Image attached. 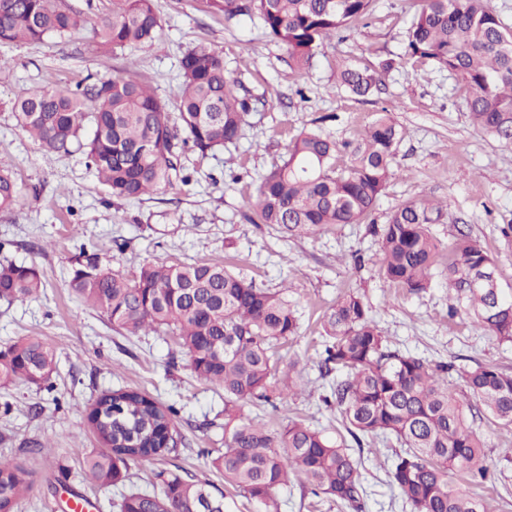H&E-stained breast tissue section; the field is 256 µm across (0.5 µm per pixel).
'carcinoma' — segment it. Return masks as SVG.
Wrapping results in <instances>:
<instances>
[{"instance_id":"obj_1","label":"carcinoma","mask_w":512,"mask_h":512,"mask_svg":"<svg viewBox=\"0 0 512 512\" xmlns=\"http://www.w3.org/2000/svg\"><path fill=\"white\" fill-rule=\"evenodd\" d=\"M230 22L256 13L265 32L287 51L292 66L306 70L322 42L369 16L372 0H203ZM91 28L97 45L115 51L152 45L162 34L151 0H112V15L94 20L66 0H0V43L71 38ZM403 60L430 64L454 75L474 126L494 142L512 146V29L493 0H420L405 36ZM174 103L128 74L61 87L47 82L10 101L16 126L47 155L84 152L87 166L112 197L140 200L176 177L189 184L182 157H201L236 143L253 107L237 93L223 52L205 45L184 52ZM377 72L342 65L341 83L365 97ZM399 130L388 112L364 130L339 164L336 141L311 122L288 144L282 163L263 174L251 202L254 224L291 236L327 232L344 224L369 223L377 237L381 276L418 294L434 272L448 286L456 307L500 342L512 343V295L491 288L496 264L484 247L461 232L443 246L431 226L448 203L426 198L397 207L384 224L370 217L395 176ZM19 204L12 172L0 167V211ZM45 282L34 265L0 262V300L37 298ZM68 287L99 311L112 327L131 334L175 336L200 379L224 388V447L212 448L213 467L224 482L257 502L262 512H280L276 490L288 476H303L311 493L360 512L366 495L360 466L345 440L333 441L302 420L278 431L245 414L251 402L277 408L305 382L281 368V347L299 335L300 323L287 289L264 288L212 262L146 261L132 278L101 267L82 251L72 263ZM326 337L320 375L342 374L321 396L336 408L357 447L382 438L398 444L386 469L412 512H485L482 500L452 483L459 473L473 483L495 478L484 444L467 413L485 414L512 426V372L493 365L456 368L390 348L371 307L354 294L339 296L322 316ZM57 365L53 346L21 337L0 349V385H40ZM456 371L465 385L448 387ZM179 411L139 389L101 394L85 410L100 448L83 462L85 478L99 487L129 477L130 465L171 453L181 443ZM161 477L158 492L130 490L119 512H226L224 495L206 482L177 474ZM30 488L25 472L0 457V512H14Z\"/></svg>"}]
</instances>
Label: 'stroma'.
<instances>
[{"label":"stroma","instance_id":"stroma-1","mask_svg":"<svg viewBox=\"0 0 512 512\" xmlns=\"http://www.w3.org/2000/svg\"><path fill=\"white\" fill-rule=\"evenodd\" d=\"M163 21L159 44L117 51L99 49L92 32L61 41L47 38L21 46L0 44V164L9 165L21 199L0 213V255L36 265L45 281L37 299L0 302V348L23 336L51 343L58 357L48 387L0 386V455L18 464L31 483L17 512H77L80 499L97 512H117L130 489L159 491L160 473L189 476L223 487L209 449L224 445V391L199 379L174 336L131 335L112 328L81 303L67 283L80 251L103 266L134 275L143 261L219 262L268 288L287 283L300 316V334L283 354L296 363L311 394L290 396L278 409L245 404L272 429L291 419L307 420L331 439L345 430L321 397L318 377L323 350L321 317L337 296L355 293L372 308L391 348L460 368L475 364L512 368V344L498 342L464 312H450L442 277L431 288L408 294L378 274V242L367 225L346 224L305 237H284L252 223L250 202L259 177L279 163L290 139L311 119L337 144L355 141L381 110L400 130L397 174L373 214L385 223L402 203L428 196L448 202L433 231L444 243L458 232L477 239L494 258L503 289H512V146L493 143L472 124L445 70L402 65L381 74L372 95L357 97L340 83V64L377 67L403 54L406 27L418 0H373L364 24L341 31L316 50L311 67L297 72L286 50L265 34L258 16L228 22L202 0H152ZM203 44L224 54L240 95L254 106L237 144L201 159L186 154L193 179L136 201L112 199L81 153L47 159L16 126L6 103L44 82L76 85L88 74L111 77L133 68L165 99L179 90L183 52ZM118 388L143 390L179 411L184 441L178 454L130 469L129 481L100 487L86 480L82 460L96 442L84 411L100 394ZM485 444L492 470L507 482L468 485L486 512H512V429L483 418L473 425ZM365 444L362 471L367 495L362 512H409L389 485L376 449ZM292 478L277 497L281 512H350L326 497L302 491Z\"/></svg>","mask_w":512,"mask_h":512}]
</instances>
